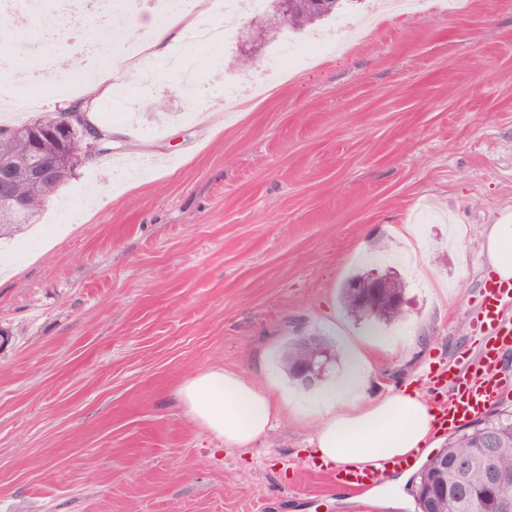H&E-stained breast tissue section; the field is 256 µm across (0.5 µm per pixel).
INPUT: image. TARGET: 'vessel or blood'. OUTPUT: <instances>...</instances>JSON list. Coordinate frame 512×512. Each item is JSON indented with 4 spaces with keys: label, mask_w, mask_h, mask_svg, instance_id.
Wrapping results in <instances>:
<instances>
[{
    "label": "vessel or blood",
    "mask_w": 512,
    "mask_h": 512,
    "mask_svg": "<svg viewBox=\"0 0 512 512\" xmlns=\"http://www.w3.org/2000/svg\"><path fill=\"white\" fill-rule=\"evenodd\" d=\"M479 297V310L474 317L481 332L478 359L470 360L464 354L458 365H441L429 371L438 408L437 422L444 432L485 415L505 386L497 364L501 353L512 349V279L487 276ZM398 466L394 460L340 469L335 475L336 484L362 493L382 483Z\"/></svg>",
    "instance_id": "vessel-or-blood-1"
}]
</instances>
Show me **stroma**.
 <instances>
[{
    "label": "stroma",
    "mask_w": 512,
    "mask_h": 512,
    "mask_svg": "<svg viewBox=\"0 0 512 512\" xmlns=\"http://www.w3.org/2000/svg\"><path fill=\"white\" fill-rule=\"evenodd\" d=\"M373 2L343 0L244 66L229 41L196 79L222 98L219 123L149 61L164 110L125 111L135 74L97 114L126 178L80 168L0 241L15 258L0 276V512H417L404 475L331 488L297 421L228 449L178 394L212 368L293 388L280 356L305 331L330 341L336 373L347 339L368 338L373 396L472 342L481 230L512 217V0H420L372 18L348 53L323 50ZM287 47L295 63L266 93L225 98L221 76ZM404 224L423 255L399 270L404 321L352 319L342 283L378 246L405 252Z\"/></svg>",
    "instance_id": "stroma-1"
}]
</instances>
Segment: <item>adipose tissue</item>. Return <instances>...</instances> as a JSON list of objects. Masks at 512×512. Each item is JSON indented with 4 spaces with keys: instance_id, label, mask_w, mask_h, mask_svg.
Instances as JSON below:
<instances>
[{
    "instance_id": "ef3b65f1",
    "label": "adipose tissue",
    "mask_w": 512,
    "mask_h": 512,
    "mask_svg": "<svg viewBox=\"0 0 512 512\" xmlns=\"http://www.w3.org/2000/svg\"><path fill=\"white\" fill-rule=\"evenodd\" d=\"M211 10L210 0H193L192 10L177 19L153 12L147 22L151 35L143 45L145 58H170L173 44ZM132 69V64L116 63L96 71L83 87L85 108L95 110L127 81ZM483 237L491 270L511 278L512 224L487 225ZM375 361L369 340L351 345L343 371L319 389L316 407L305 417L312 428L314 454L325 464L352 466L409 458L433 434L434 412L419 391L392 390L377 398L367 395ZM179 395L188 414L228 448L250 447L290 413L286 400L275 398L243 374L221 368L192 377L180 387Z\"/></svg>"
}]
</instances>
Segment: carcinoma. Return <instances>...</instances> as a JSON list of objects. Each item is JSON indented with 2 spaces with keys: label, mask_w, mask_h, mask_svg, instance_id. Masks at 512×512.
Returning a JSON list of instances; mask_svg holds the SVG:
<instances>
[{
  "label": "carcinoma",
  "mask_w": 512,
  "mask_h": 512,
  "mask_svg": "<svg viewBox=\"0 0 512 512\" xmlns=\"http://www.w3.org/2000/svg\"><path fill=\"white\" fill-rule=\"evenodd\" d=\"M67 114L62 110L53 115H43L29 119L23 123H0V153L24 150L25 144L33 137H41L43 149L38 160L53 162L59 155L66 153L64 137L49 130V125L60 120ZM83 165L78 155L69 156V165L50 180L43 183L36 194H28L24 198V209L17 210L8 203L0 202V239L11 237L23 232L35 223L51 198ZM367 274L358 272L347 279L343 285L341 301L348 314L359 320H373L385 325L399 321L404 312L395 298L405 293L406 285L399 277H394V287L379 292H370L360 296L348 288V283L363 280ZM313 353L307 350L300 337H292L283 350L281 362L288 376H293L294 368L309 358ZM496 436L498 450L494 461L495 468L507 481L509 492L512 493V409H501L490 413L483 419L471 424V427L458 434L448 437V442L438 450V454L423 466L417 476L419 483L430 484L438 481L447 483L448 490H456L461 503L448 508V501L440 500L434 505L435 512H497L491 494L486 486V468L482 460L481 443L486 434ZM468 453L470 463L464 471V484L456 487L458 476L453 469L456 458Z\"/></svg>",
  "instance_id": "cac0c4a2"
}]
</instances>
